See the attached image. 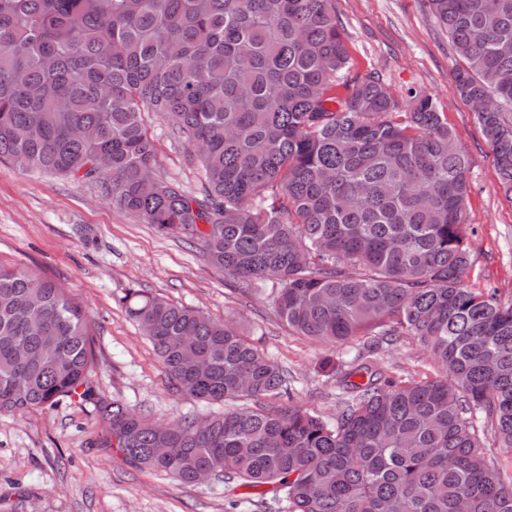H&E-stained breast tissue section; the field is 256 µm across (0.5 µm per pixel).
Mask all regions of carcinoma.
I'll return each mask as SVG.
<instances>
[{
    "label": "carcinoma",
    "mask_w": 512,
    "mask_h": 512,
    "mask_svg": "<svg viewBox=\"0 0 512 512\" xmlns=\"http://www.w3.org/2000/svg\"><path fill=\"white\" fill-rule=\"evenodd\" d=\"M334 2L0 0V161L91 183L199 241L245 296L271 284L289 330L349 347L336 416L269 404L288 372L232 318L136 289L120 304L173 386L231 406L202 429L109 400L83 307L3 266L0 413L90 402L124 462L180 485L201 472L230 492L271 485V512H512V473L480 437L512 452V303L466 283L467 156L439 101L402 110L353 74ZM428 3L512 200V0ZM145 112L191 147L200 191L156 175ZM402 337L437 377L377 360Z\"/></svg>",
    "instance_id": "cac0c4a2"
}]
</instances>
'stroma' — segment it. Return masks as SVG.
<instances>
[{
	"instance_id": "obj_1",
	"label": "stroma",
	"mask_w": 512,
	"mask_h": 512,
	"mask_svg": "<svg viewBox=\"0 0 512 512\" xmlns=\"http://www.w3.org/2000/svg\"><path fill=\"white\" fill-rule=\"evenodd\" d=\"M358 73L379 77L399 102L426 94L446 106L448 125L465 151L471 194L467 222L470 288L512 302V202L500 189L492 151L472 105L451 92L455 60L447 33L427 0H336ZM145 122L157 150V170L187 189L200 188L191 148L153 114ZM0 265L21 268L66 288L91 322L100 395L117 398L156 419L208 408L177 391L150 343L118 300L139 289L198 308L213 318L234 312L291 381V405L335 414V377L324 359L341 346L296 335L265 296L245 297L212 266L201 247L160 235L136 222L94 185L0 162ZM390 370L414 379L435 376L430 354L402 340L381 345ZM91 404L62 400L46 409L0 414V512H227L223 486H182L133 468L98 442Z\"/></svg>"
}]
</instances>
